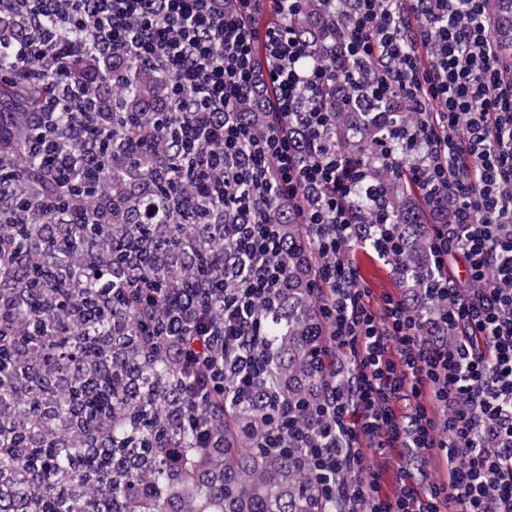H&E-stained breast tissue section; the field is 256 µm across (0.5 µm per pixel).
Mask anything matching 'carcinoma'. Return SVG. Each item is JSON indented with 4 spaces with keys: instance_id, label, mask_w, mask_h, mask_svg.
<instances>
[{
    "instance_id": "1",
    "label": "carcinoma",
    "mask_w": 512,
    "mask_h": 512,
    "mask_svg": "<svg viewBox=\"0 0 512 512\" xmlns=\"http://www.w3.org/2000/svg\"><path fill=\"white\" fill-rule=\"evenodd\" d=\"M351 0H330L328 12L322 14L325 25L318 31L317 48L321 61L328 65L336 61L333 21L348 14ZM497 39H512V0H497L491 12ZM139 80L132 86L112 87L110 99L116 107L115 126L127 130L124 123H132V115L147 112L143 106L154 85L152 70L140 63ZM69 61L46 49L42 55L25 66L0 70V101L13 99L25 112H39L52 99L57 83L46 80L38 87L23 84L26 72L37 71L62 74ZM336 110V139L343 138L350 127L349 113L341 111L336 98L327 100ZM409 119L406 113L382 108L378 120L381 126H370L343 144L352 165L368 162L373 141L381 132L401 125ZM368 180L356 198L360 219L368 223L376 200L387 203L388 222L395 225L403 239V252L395 260L398 275L413 288L425 286L421 272L427 269V232L425 224L432 218L439 224L448 221V198L424 200L410 187L405 178L387 169H366ZM288 289L278 312L266 359L274 368V375L258 383L246 402L233 398L232 382L224 390V447L214 448L209 457L201 459L192 448V435L186 430H175L187 453L186 464L180 469L170 468L157 451L163 430L147 423L161 417L158 403H143L140 420L122 418L128 407V389L124 378L113 375L112 383L89 404V416L112 412L121 417L114 432L110 454L112 458L137 456L145 463L134 469L121 468L124 476L120 485L112 488H94V500L104 502L107 512H330L331 506L318 497L316 480L296 463L292 452H267L257 447L260 442V416L267 406V395L272 390L288 397L298 405L297 412L305 414L306 401L315 392L318 375L315 368L317 344L313 332L319 321V300L311 291L312 268L299 224H288ZM114 308L128 326L137 331L143 325L141 303L134 298L117 296ZM47 332L34 338L44 350L48 361L63 366L70 357L85 349L94 336L105 333L107 323L99 321L96 328L85 329L63 338L55 335L54 319L44 315ZM116 360L131 368L146 392L161 387L176 372L163 359H145L133 350L116 356ZM82 456L65 440H53L37 449V455L20 458L15 466L16 494L7 506L9 512H73L67 488L73 477L74 461ZM40 486L37 497L29 495L31 483Z\"/></svg>"
}]
</instances>
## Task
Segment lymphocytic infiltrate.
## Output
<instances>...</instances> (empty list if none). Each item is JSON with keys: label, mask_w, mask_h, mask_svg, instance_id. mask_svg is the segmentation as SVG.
Returning a JSON list of instances; mask_svg holds the SVG:
<instances>
[{"label": "lymphocytic infiltrate", "mask_w": 512, "mask_h": 512, "mask_svg": "<svg viewBox=\"0 0 512 512\" xmlns=\"http://www.w3.org/2000/svg\"><path fill=\"white\" fill-rule=\"evenodd\" d=\"M487 2L355 0L327 69L290 24L303 0H0L1 59L23 64L51 48L75 62L45 110L22 117L19 153L40 166L20 181L0 167V213L10 217L0 225V309L21 320L0 347L13 352L14 391L28 406H0L1 504L37 436L63 432L100 452L97 470H75V502L111 483V416L91 423L78 405L61 422L52 409L74 383L96 392L111 381L118 339L176 365L158 397L167 427L193 430L199 455L218 446L225 379L244 400L266 370L288 255L277 210L298 217L314 263L321 381L307 425H289L287 400L272 401L263 448H296L334 512H512V59L499 53ZM269 9L280 23L258 26ZM133 60L165 93L117 138L87 86L132 83ZM339 78L358 88L357 102L412 115L401 150L383 140L376 157L451 202L447 223L428 227L426 295L444 305L436 317L400 296L373 306L359 285L352 248L389 258L397 246L390 225L370 235L356 221L357 181L324 102ZM70 170L96 174L93 202L50 194ZM116 181L125 192L113 193ZM176 219L192 224L199 249L176 242ZM91 224L106 239L80 237ZM452 258L464 276L449 274ZM33 267L48 273L42 307L58 308L56 289L71 294L58 335L111 318L64 376L28 347L35 315L23 275ZM172 269L183 289L146 307L144 330L131 332L112 312L114 285L137 294ZM402 456L440 457L448 477L426 484L405 466L385 494L381 464Z\"/></svg>", "instance_id": "f902f5d3"}]
</instances>
